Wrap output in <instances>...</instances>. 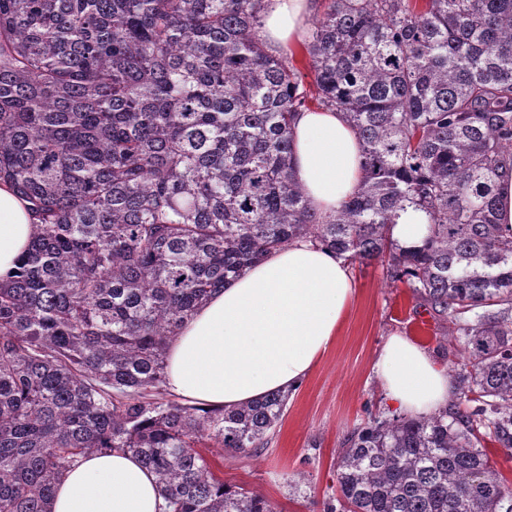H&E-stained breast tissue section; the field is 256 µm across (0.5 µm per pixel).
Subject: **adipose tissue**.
I'll use <instances>...</instances> for the list:
<instances>
[{"label":"adipose tissue","instance_id":"1","mask_svg":"<svg viewBox=\"0 0 512 512\" xmlns=\"http://www.w3.org/2000/svg\"><path fill=\"white\" fill-rule=\"evenodd\" d=\"M314 0H264L259 36L282 52L300 40ZM361 143L341 113L307 110L294 122V178L317 213L336 212L362 178ZM30 203L0 183V281L29 247ZM355 288L346 261L299 239L215 292L167 350L166 381L196 405L242 406L295 391L334 341ZM389 401L422 417L447 407L452 381L408 337L390 336L374 365ZM154 475L132 454L81 458L55 489L53 512H163Z\"/></svg>","mask_w":512,"mask_h":512}]
</instances>
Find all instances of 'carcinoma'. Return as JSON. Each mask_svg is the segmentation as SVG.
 Returning <instances> with one entry per match:
<instances>
[{
  "label": "carcinoma",
  "mask_w": 512,
  "mask_h": 512,
  "mask_svg": "<svg viewBox=\"0 0 512 512\" xmlns=\"http://www.w3.org/2000/svg\"><path fill=\"white\" fill-rule=\"evenodd\" d=\"M262 0H0V182L38 223L0 281V512H52L64 472L123 451L166 512H275L201 453L267 447L276 391L224 410L165 385L169 343L212 294L300 238L377 262L453 325L456 403L370 417L324 512H512L481 441L512 449V0H328L313 80L258 35ZM336 110L363 176L319 217L292 121ZM427 235L404 250L408 210ZM419 214L409 211L399 224L392 229V237L403 248H416L423 244L426 236V224H422Z\"/></svg>",
  "instance_id": "1"
}]
</instances>
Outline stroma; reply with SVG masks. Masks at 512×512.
<instances>
[{
	"mask_svg": "<svg viewBox=\"0 0 512 512\" xmlns=\"http://www.w3.org/2000/svg\"><path fill=\"white\" fill-rule=\"evenodd\" d=\"M357 292L335 341L288 401L267 448L252 455L207 456L214 472L268 498L277 512H323L336 494V458L344 439L368 413L392 418L373 365L389 336L425 348L442 369L461 362L453 326L435 319L411 288L387 277L380 264L353 263ZM426 333H418L419 321Z\"/></svg>",
	"mask_w": 512,
	"mask_h": 512,
	"instance_id": "obj_1",
	"label": "stroma"
}]
</instances>
